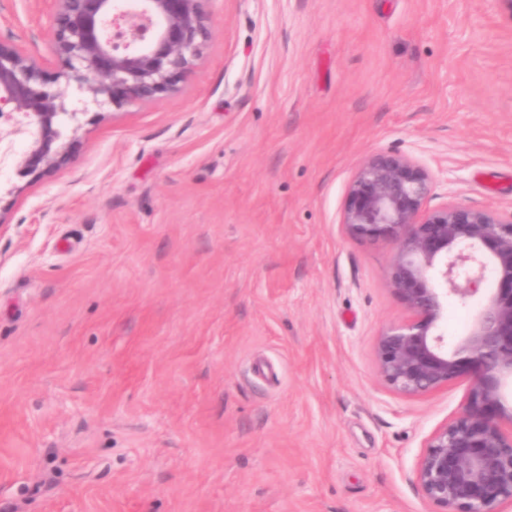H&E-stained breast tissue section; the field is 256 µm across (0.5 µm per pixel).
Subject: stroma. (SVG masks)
Wrapping results in <instances>:
<instances>
[{
  "label": "stroma",
  "instance_id": "35a3bbf8",
  "mask_svg": "<svg viewBox=\"0 0 512 512\" xmlns=\"http://www.w3.org/2000/svg\"><path fill=\"white\" fill-rule=\"evenodd\" d=\"M177 92L121 108L76 87L68 164L0 156V508L429 512L428 437L462 378L380 377L408 319L389 245L352 237L371 153L419 159L433 210L512 220L504 0H210ZM45 0L0 40L50 55Z\"/></svg>",
  "mask_w": 512,
  "mask_h": 512
}]
</instances>
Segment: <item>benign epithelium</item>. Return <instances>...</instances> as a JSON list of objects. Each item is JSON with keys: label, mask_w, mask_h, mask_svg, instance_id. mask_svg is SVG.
<instances>
[{"label": "benign epithelium", "mask_w": 512, "mask_h": 512, "mask_svg": "<svg viewBox=\"0 0 512 512\" xmlns=\"http://www.w3.org/2000/svg\"><path fill=\"white\" fill-rule=\"evenodd\" d=\"M209 0H51V56L96 103L121 108L178 88L210 37ZM44 61L0 41V144L29 139L28 172L54 173L68 162L59 117L66 88L44 78ZM434 188L414 158L377 152L346 189L342 224L353 237L392 247L389 284L412 319L379 336L382 379L409 396L461 377L472 384L463 411L428 438L417 480L433 512H505L512 507V220L490 210L446 204L425 208ZM494 284L469 332L453 345L441 329L448 297L467 303L485 278Z\"/></svg>", "instance_id": "7a95c632"}]
</instances>
